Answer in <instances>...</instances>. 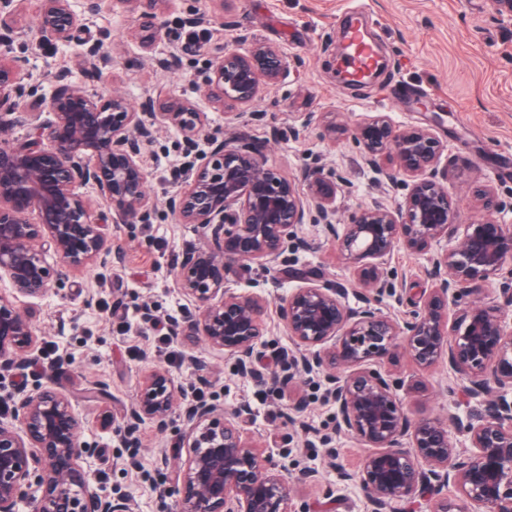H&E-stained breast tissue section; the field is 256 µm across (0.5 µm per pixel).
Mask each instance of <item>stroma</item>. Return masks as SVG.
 Masks as SVG:
<instances>
[{"label":"stroma","mask_w":512,"mask_h":512,"mask_svg":"<svg viewBox=\"0 0 512 512\" xmlns=\"http://www.w3.org/2000/svg\"><path fill=\"white\" fill-rule=\"evenodd\" d=\"M351 4L364 11L370 39L386 59L383 74L355 92L341 88V62L334 55L344 34L340 11ZM34 17L30 9L22 14L23 32L13 48L24 71L43 79L45 91L55 88L52 75L66 70L69 85L100 97L121 93L136 106L149 98L192 104L204 113L205 127L191 141L174 127L158 128L144 154L148 189L158 206L153 222L109 225L119 261L69 274L61 290L35 301V355L44 368L0 377V397L55 381L82 421V439L99 450L91 469L107 478L98 492L125 496L130 512H175V498L164 492L159 478L173 474L163 468L161 455L175 447L176 437L142 424L137 432L139 466L131 469L124 463L121 424L141 377L153 369H168L185 396H192L197 386L191 361L197 358L210 367L209 380L200 386L206 399L228 411L247 408L246 431L287 467L296 502L317 512L328 495L335 512H370L362 486L340 477L341 470L355 471L366 450L337 430L336 404L321 380L299 374L288 387L277 382L285 373L278 352L289 345L278 307L295 288L294 280L242 264L228 266L224 275L235 293L261 295L269 303V333L260 362L274 373V381L258 385L243 377L230 355L198 336H172L171 348L182 358L181 366L170 365L159 352L157 333L143 315L152 311L166 323L193 310L178 290L173 258L202 240L196 225L180 223L167 212L165 201L178 187L174 171L183 153L206 152L210 138L235 131L263 142L268 165L285 175L307 168L321 169L328 177L343 175L336 196L340 218L375 199L397 209L404 200L402 187L379 185L360 165L359 148L349 134L351 127L383 112L400 127H430L447 144L440 164L453 172L448 190L459 200L458 220L467 224L478 219L472 181L492 185L503 199L512 198V23L497 18L490 0H226L220 9L211 0H170L157 20L161 36L148 51L132 36L138 20L122 0H109L85 20L71 43L48 49L35 45ZM88 42L101 43L110 56L109 65L92 76L75 66ZM253 42L277 47L290 66L253 102L224 113L205 97V77L218 55L228 49L246 52ZM172 54L178 57L176 68L158 66L159 58ZM329 122L341 128L336 138L324 135ZM296 127L302 130L297 138L291 134ZM299 234L309 247L291 252L295 267L324 282L349 279L321 225H302ZM428 265L426 257L398 249L390 268L408 292L400 301L380 298L379 308L397 315L411 311ZM421 378L420 388L400 394L412 416L444 418L452 409L470 411V404L450 395L456 379L447 365ZM92 384L101 385L105 397L89 403L80 392ZM297 397L304 407L295 413L291 406ZM307 469L318 471L320 484L305 479Z\"/></svg>","instance_id":"35a3bbf8"}]
</instances>
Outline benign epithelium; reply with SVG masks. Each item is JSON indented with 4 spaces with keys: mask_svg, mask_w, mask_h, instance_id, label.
<instances>
[{
    "mask_svg": "<svg viewBox=\"0 0 512 512\" xmlns=\"http://www.w3.org/2000/svg\"><path fill=\"white\" fill-rule=\"evenodd\" d=\"M36 45L73 41L82 19L70 0H38ZM138 13L152 43L156 20L168 0H122ZM17 0H0V106H23L12 123L25 139H4L0 120V371L26 365L38 342L30 312L15 299H38L62 285L71 270L112 263L106 224H147L155 211L142 157L159 126L192 138L201 113L180 102L135 109L119 93L99 98L55 73L49 96L12 56L20 34ZM109 62L96 44L76 66L90 74ZM286 68L276 47L257 43L247 54L226 51L205 80L213 103L246 104L274 85ZM361 158L389 185L405 182L396 211L374 201L336 222L337 183L316 170L288 179L267 165L265 146L231 133L209 152L187 154L180 188L166 200L182 224H195L207 239L176 256L177 286L195 312L174 325L176 333L201 336L234 358L238 372L264 384L271 375L255 364L265 345L268 301L224 287L229 264L243 262L284 273L289 249L307 243L298 228L321 224L362 290L358 307L342 283L294 288L281 303L290 347L280 359L290 368L323 376L337 407L336 427L369 448L359 470L344 472L367 493L371 512H393L399 502L425 501L430 512H461L448 497L454 488L470 512H512V225L483 218L458 223L448 170L439 168L446 146L428 127L402 129L377 113L352 130ZM306 185L303 197L297 182ZM89 185L100 200L95 211L77 191ZM486 213L512 210L486 184L473 186ZM428 257V284L403 318L381 311L375 298L403 300L388 264L400 247ZM58 263L50 264L46 252ZM462 312L449 322L448 307ZM405 354L421 371L448 364L465 381L461 395L482 409L448 419L411 418L399 392L406 381L388 365ZM246 408L234 412L215 402L181 401V389L157 368L138 387L124 415L127 462L139 447L135 428L148 422L175 429L189 448L171 490L177 512H309L293 502L288 469L271 459L243 431ZM98 448L81 441V419L71 400L52 384L25 392L10 419L0 418V512H129L122 496H102L90 480L89 460Z\"/></svg>",
    "mask_w": 512,
    "mask_h": 512,
    "instance_id": "benign-epithelium-1",
    "label": "benign epithelium"
}]
</instances>
